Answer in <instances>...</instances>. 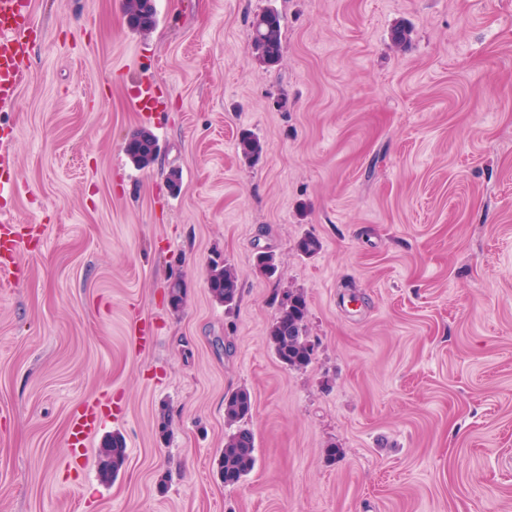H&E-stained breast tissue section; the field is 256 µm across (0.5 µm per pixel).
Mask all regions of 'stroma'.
<instances>
[{
	"label": "stroma",
	"mask_w": 512,
	"mask_h": 512,
	"mask_svg": "<svg viewBox=\"0 0 512 512\" xmlns=\"http://www.w3.org/2000/svg\"><path fill=\"white\" fill-rule=\"evenodd\" d=\"M155 8L143 32L123 0H33L40 34L0 109L5 205L32 240L0 273V512H512V0ZM268 9L275 65L249 52ZM139 129L145 168L125 153ZM244 132L263 144L251 163ZM218 257L239 274L230 312L207 286ZM291 289L317 344L302 370L267 343ZM240 387L257 462L227 486ZM101 397L112 415L75 464L71 419ZM115 434L128 459L105 483ZM250 53L260 64L272 65L281 58L282 32L280 16L274 10L257 15L251 24ZM131 149L126 148L130 161L137 167H147L152 164L157 155V145L154 135L148 130H140L129 139ZM253 402L247 388H237L224 394V448L216 459L217 473L226 485L238 484L256 464L255 433L249 426ZM100 475L105 482L117 478L127 459L125 440L120 435L109 437L98 451Z\"/></svg>",
	"instance_id": "1"
}]
</instances>
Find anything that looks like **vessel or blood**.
<instances>
[{
  "label": "vessel or blood",
  "instance_id": "obj_1",
  "mask_svg": "<svg viewBox=\"0 0 512 512\" xmlns=\"http://www.w3.org/2000/svg\"><path fill=\"white\" fill-rule=\"evenodd\" d=\"M37 27L31 13V0H0V108L13 104L25 77V64L31 37ZM9 209L0 210V270L9 271L27 249L29 241L13 232ZM109 400L99 399L85 406L70 423L71 453L83 457L91 436L110 414Z\"/></svg>",
  "mask_w": 512,
  "mask_h": 512
}]
</instances>
